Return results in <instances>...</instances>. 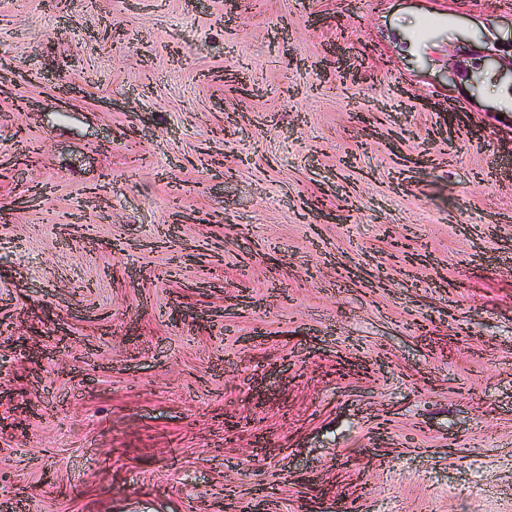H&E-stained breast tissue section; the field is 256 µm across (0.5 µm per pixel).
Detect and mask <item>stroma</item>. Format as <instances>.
Returning <instances> with one entry per match:
<instances>
[{"mask_svg":"<svg viewBox=\"0 0 512 512\" xmlns=\"http://www.w3.org/2000/svg\"><path fill=\"white\" fill-rule=\"evenodd\" d=\"M511 68L512 0H0V502L512 512Z\"/></svg>","mask_w":512,"mask_h":512,"instance_id":"35a3bbf8","label":"stroma"}]
</instances>
